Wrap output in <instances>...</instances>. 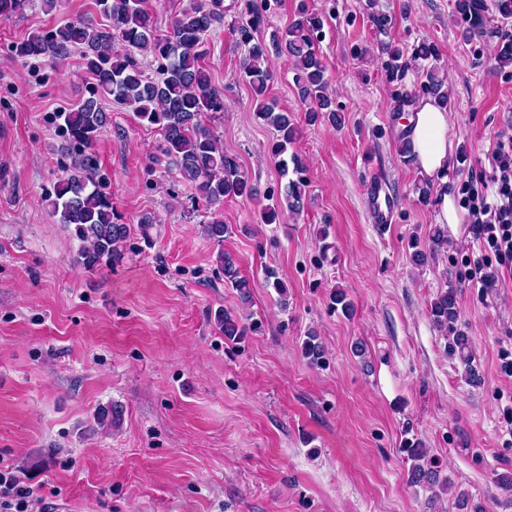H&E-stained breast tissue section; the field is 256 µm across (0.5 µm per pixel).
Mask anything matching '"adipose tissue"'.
I'll use <instances>...</instances> for the list:
<instances>
[{
    "label": "adipose tissue",
    "mask_w": 512,
    "mask_h": 512,
    "mask_svg": "<svg viewBox=\"0 0 512 512\" xmlns=\"http://www.w3.org/2000/svg\"><path fill=\"white\" fill-rule=\"evenodd\" d=\"M399 126L404 133V142L410 146L418 175L434 191L437 223L456 227L461 223L462 216L448 192L453 144L448 138L447 110L437 100L425 98L402 113Z\"/></svg>",
    "instance_id": "1"
}]
</instances>
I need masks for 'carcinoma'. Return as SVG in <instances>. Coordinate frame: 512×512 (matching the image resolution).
<instances>
[{
  "mask_svg": "<svg viewBox=\"0 0 512 512\" xmlns=\"http://www.w3.org/2000/svg\"><path fill=\"white\" fill-rule=\"evenodd\" d=\"M26 2L0 0V21L22 13ZM93 4L105 22L92 19L67 22L35 32L14 47L21 58H42L53 63L63 61L76 50L94 80L88 97L58 114L63 138L61 151L70 157V162L49 195V204L59 216V222L73 228L74 236L80 241L74 264L88 271L121 259L131 235V225L124 223L114 208L112 195L106 192L98 174L97 160L91 152L98 135L112 124L111 113L101 106L103 98L110 97L132 108L141 122L161 131L160 157L181 180L195 186L206 204L216 206L226 198L251 199L255 195L249 178L224 153L220 141L203 121L208 113L224 111V94L212 84L203 63L204 38L221 19V0H190L189 6L163 31L146 0H93ZM264 9L263 5H251L239 30L247 46L243 74L258 100L256 116L277 132L272 155L280 173L286 176L291 171L295 175L284 187L283 200L263 210L265 222L271 224L284 210L291 215L301 214L307 192L304 163L298 154H288V146L295 143L298 132L293 114L268 102V88L273 78L270 56L290 60L299 96L307 105L308 123L334 124L338 118L335 99L328 94L326 66L315 46L322 28L321 18L301 9L286 29L273 32L266 41L255 36L264 25ZM455 10L464 23L460 35L468 41L483 25L481 0H455ZM431 54V49L423 44L413 47L409 53L392 50L390 76H398L408 64L426 60ZM140 55L152 57L157 76L145 73L138 60ZM423 94L444 103L448 101L443 80L431 68L425 74ZM204 232L207 238L220 243L229 228L222 219L214 218L204 225ZM217 264L224 274V283L237 290L243 303H248L251 283L242 275L235 260L221 252ZM431 316L437 328L448 332V324L457 316L453 289L440 293L431 303ZM215 321L224 338L235 343L243 340L249 330L259 329L256 324L247 326L224 310L215 314ZM451 349L465 364L467 379L478 381L469 337L462 332L455 333ZM303 354L312 364L321 362L323 349L316 342V335L308 336ZM123 415V406L112 402L98 409L96 421L103 430H115L122 424ZM403 452L411 461L409 484L428 490L435 486L437 470L428 450L419 443H411Z\"/></svg>",
  "mask_w": 512,
  "mask_h": 512,
  "instance_id": "cac0c4a2",
  "label": "carcinoma"
}]
</instances>
